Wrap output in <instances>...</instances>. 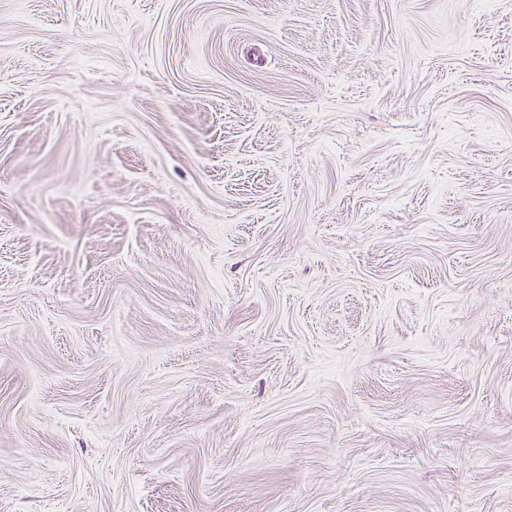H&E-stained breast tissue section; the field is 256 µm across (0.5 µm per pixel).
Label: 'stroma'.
<instances>
[{
  "label": "stroma",
  "mask_w": 512,
  "mask_h": 512,
  "mask_svg": "<svg viewBox=\"0 0 512 512\" xmlns=\"http://www.w3.org/2000/svg\"><path fill=\"white\" fill-rule=\"evenodd\" d=\"M0 512H512V0H0Z\"/></svg>",
  "instance_id": "obj_1"
}]
</instances>
